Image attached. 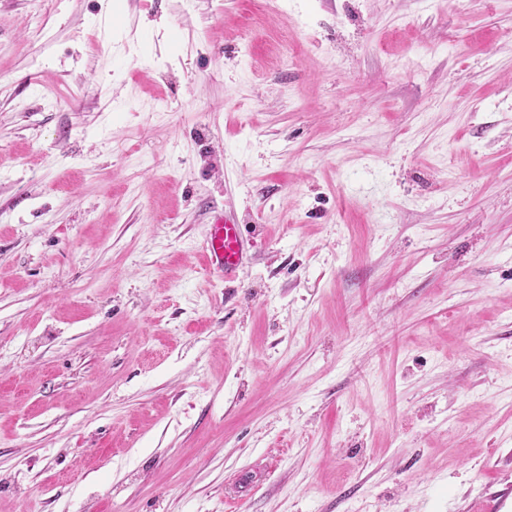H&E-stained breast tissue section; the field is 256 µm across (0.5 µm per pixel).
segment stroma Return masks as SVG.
Wrapping results in <instances>:
<instances>
[{
  "label": "stroma",
  "instance_id": "stroma-1",
  "mask_svg": "<svg viewBox=\"0 0 512 512\" xmlns=\"http://www.w3.org/2000/svg\"><path fill=\"white\" fill-rule=\"evenodd\" d=\"M508 485L512 0H0V512ZM215 213L203 247L206 267L224 275L225 279H231L246 260V239L242 224L228 217L225 212Z\"/></svg>",
  "mask_w": 512,
  "mask_h": 512
}]
</instances>
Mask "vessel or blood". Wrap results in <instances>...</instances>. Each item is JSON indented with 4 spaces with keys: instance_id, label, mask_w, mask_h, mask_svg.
I'll list each match as a JSON object with an SVG mask.
<instances>
[{
    "instance_id": "obj_1",
    "label": "vessel or blood",
    "mask_w": 512,
    "mask_h": 512,
    "mask_svg": "<svg viewBox=\"0 0 512 512\" xmlns=\"http://www.w3.org/2000/svg\"><path fill=\"white\" fill-rule=\"evenodd\" d=\"M207 267L215 273L233 278L244 264L247 251L242 226L226 213L214 214L204 243Z\"/></svg>"
}]
</instances>
